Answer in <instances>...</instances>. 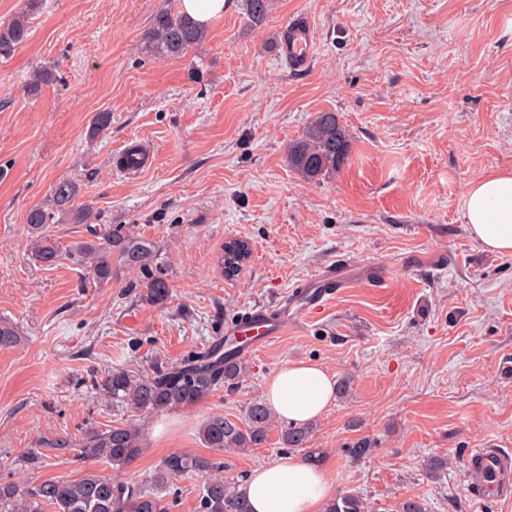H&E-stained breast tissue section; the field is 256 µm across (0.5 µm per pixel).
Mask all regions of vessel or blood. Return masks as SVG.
Segmentation results:
<instances>
[{"instance_id": "obj_1", "label": "vessel or blood", "mask_w": 512, "mask_h": 512, "mask_svg": "<svg viewBox=\"0 0 512 512\" xmlns=\"http://www.w3.org/2000/svg\"><path fill=\"white\" fill-rule=\"evenodd\" d=\"M315 47V32L308 18L293 17L280 41L281 59L292 71H308L314 62ZM355 278L379 287L385 276L374 265L348 262L328 265L279 303L256 304L241 316L226 320L224 337L236 340L239 356H249L256 348L276 342L289 327L313 318L335 297L338 289L348 287ZM468 480L474 495L493 492L499 498L511 499L512 456L496 448L472 449Z\"/></svg>"}]
</instances>
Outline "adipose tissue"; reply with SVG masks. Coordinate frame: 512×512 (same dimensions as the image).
Wrapping results in <instances>:
<instances>
[{
    "label": "adipose tissue",
    "instance_id": "ef3b65f1",
    "mask_svg": "<svg viewBox=\"0 0 512 512\" xmlns=\"http://www.w3.org/2000/svg\"><path fill=\"white\" fill-rule=\"evenodd\" d=\"M463 218L472 236L494 253H512V171H494L470 184ZM268 405L280 417L300 424L321 416L335 383L320 365L294 362L265 383ZM254 512H324L331 496L325 469L296 456L255 468L239 487Z\"/></svg>",
    "mask_w": 512,
    "mask_h": 512
}]
</instances>
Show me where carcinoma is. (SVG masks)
Instances as JSON below:
<instances>
[{"instance_id": "carcinoma-1", "label": "carcinoma", "mask_w": 512, "mask_h": 512, "mask_svg": "<svg viewBox=\"0 0 512 512\" xmlns=\"http://www.w3.org/2000/svg\"><path fill=\"white\" fill-rule=\"evenodd\" d=\"M243 13L255 26L264 23L271 0H241ZM28 17L17 16L0 25V57L10 56L29 33ZM205 39L204 28L168 8L158 12L143 36L146 52L166 58H179ZM52 74L41 71L26 85L30 96H39ZM350 135L335 112H319L307 125L301 138L288 145L289 166L307 181H314L340 168L350 152ZM76 185L68 180L54 188L55 207L71 214L76 224H93L96 212L89 205H74ZM52 222L50 212L33 207L27 223L39 229ZM101 241L84 242L70 249L72 259L85 267L89 278L98 284L112 279V259L138 271L139 280L132 287L154 305L167 302L170 289L167 280L152 267V248L130 236L121 224H107L100 229ZM36 258L51 263L58 250L48 238L32 243ZM245 374V361L236 358L232 349H224V338L218 336L209 347L180 363L155 368L149 375H134L115 369L97 383L98 390L115 405L137 410L162 411L193 405L211 393L236 387ZM276 417L264 402L252 401L243 420L236 422L222 414L206 418L199 428L205 445L217 452H242L264 443L275 427ZM281 440L288 448H303L309 440L306 427H286ZM43 448H82L86 457L102 459L123 466L142 452V441L136 429L114 426L103 431L92 430L76 443L63 436L42 440ZM224 463L218 458L203 457L186 451H174L163 458L153 475V484L164 489L193 473L206 475L201 489L199 512H253L239 483L221 475ZM15 512H169L165 500L137 483H112L96 473L78 479L54 478L35 486L0 482V508ZM326 512H371V506L353 495L333 498Z\"/></svg>"}]
</instances>
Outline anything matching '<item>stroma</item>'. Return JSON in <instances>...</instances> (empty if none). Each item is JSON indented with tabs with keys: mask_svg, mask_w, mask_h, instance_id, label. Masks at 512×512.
Returning a JSON list of instances; mask_svg holds the SVG:
<instances>
[{
	"mask_svg": "<svg viewBox=\"0 0 512 512\" xmlns=\"http://www.w3.org/2000/svg\"><path fill=\"white\" fill-rule=\"evenodd\" d=\"M179 0H0V23L28 17L30 32L0 60V324L18 342L0 349V479L35 485L93 472L153 490L161 460L180 450L213 456L199 437L210 414L244 417L265 381L294 361L321 365L347 388L298 454L325 468L333 496L354 494L376 512L406 498L426 512H512V501L474 498L466 479L474 448L512 454V255L487 252L462 216L470 183L512 170V0H272L262 26L226 0L207 38L182 58L153 57L142 35ZM307 17L318 49L295 73L279 32ZM53 72L39 97L25 88ZM338 113L347 162L314 182L287 150L316 113ZM107 129L92 132L95 114ZM146 151L136 172L118 159ZM70 180L77 203L153 248L170 285L158 306L112 265L93 283L67 250L91 240L88 225L53 210ZM47 235L55 264L31 243ZM252 252L222 274L225 242ZM375 261L382 288L357 281L322 312L246 359L239 387L162 412L112 405L95 387L115 369L146 375L202 350L226 319L281 298L334 259ZM127 425L142 453L116 469L42 439L81 440ZM369 437V456L353 459ZM287 450L279 430L243 453H226L224 476L244 480ZM447 467L430 478V457Z\"/></svg>",
	"mask_w": 512,
	"mask_h": 512,
	"instance_id": "1",
	"label": "stroma"
}]
</instances>
